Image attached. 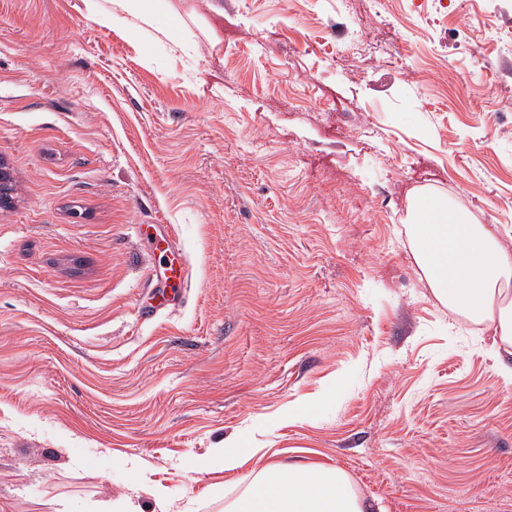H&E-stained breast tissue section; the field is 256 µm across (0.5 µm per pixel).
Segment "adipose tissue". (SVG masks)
Returning <instances> with one entry per match:
<instances>
[{"label":"adipose tissue","instance_id":"obj_1","mask_svg":"<svg viewBox=\"0 0 512 512\" xmlns=\"http://www.w3.org/2000/svg\"><path fill=\"white\" fill-rule=\"evenodd\" d=\"M99 25L128 20L135 29H152L156 39L185 47L177 19L160 22L161 0H83ZM410 244L425 279L449 309L484 323L512 346V251L487 225L434 193L416 200L409 226ZM366 505L338 469L301 464H265L246 492L227 512H365Z\"/></svg>","mask_w":512,"mask_h":512}]
</instances>
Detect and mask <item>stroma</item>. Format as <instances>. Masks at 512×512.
Here are the masks:
<instances>
[{"label":"stroma","mask_w":512,"mask_h":512,"mask_svg":"<svg viewBox=\"0 0 512 512\" xmlns=\"http://www.w3.org/2000/svg\"><path fill=\"white\" fill-rule=\"evenodd\" d=\"M168 5L190 55L0 0V512H225L260 462L370 512H512V352L408 235L432 190L512 249V0ZM348 21L388 55L338 48ZM139 224L189 264L159 315ZM228 441L236 470L193 469Z\"/></svg>","instance_id":"1"}]
</instances>
